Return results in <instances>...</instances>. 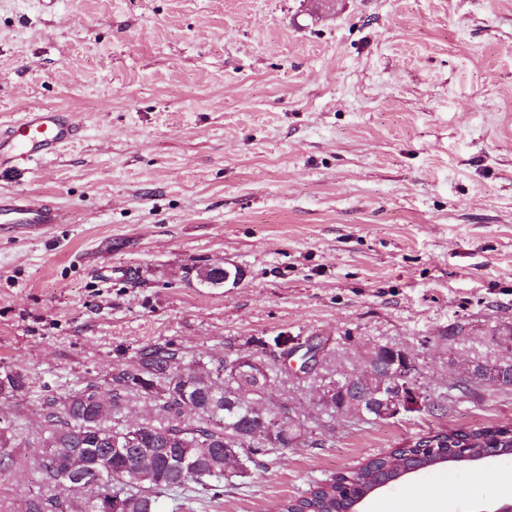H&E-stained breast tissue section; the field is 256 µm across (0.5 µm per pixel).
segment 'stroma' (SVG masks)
<instances>
[{
  "label": "stroma",
  "instance_id": "stroma-1",
  "mask_svg": "<svg viewBox=\"0 0 512 512\" xmlns=\"http://www.w3.org/2000/svg\"><path fill=\"white\" fill-rule=\"evenodd\" d=\"M71 113L75 142L0 193L62 221L0 228V512L44 483V397L106 389L146 347L277 368L306 439L180 512H268L438 429L512 425V0H0V123ZM240 267L206 289L197 267ZM318 347L308 371L279 341ZM376 346L439 407L360 423L317 395ZM512 458L437 468L366 512H474Z\"/></svg>",
  "mask_w": 512,
  "mask_h": 512
}]
</instances>
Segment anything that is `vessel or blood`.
Masks as SVG:
<instances>
[{"instance_id": "obj_1", "label": "vessel or blood", "mask_w": 512, "mask_h": 512, "mask_svg": "<svg viewBox=\"0 0 512 512\" xmlns=\"http://www.w3.org/2000/svg\"><path fill=\"white\" fill-rule=\"evenodd\" d=\"M79 128L69 113L52 109H31L12 125L0 126V162L12 169H28L53 157L73 142ZM55 205L31 193H0V225H20L38 230L59 223Z\"/></svg>"}]
</instances>
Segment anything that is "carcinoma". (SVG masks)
I'll list each match as a JSON object with an SVG mask.
<instances>
[{"label": "carcinoma", "instance_id": "carcinoma-1", "mask_svg": "<svg viewBox=\"0 0 512 512\" xmlns=\"http://www.w3.org/2000/svg\"><path fill=\"white\" fill-rule=\"evenodd\" d=\"M390 349L378 347L369 356L376 370L391 369ZM230 360L204 362L185 360L168 345L155 346L140 353V368L135 372L119 370L111 375L108 389L92 387L73 390L45 400L44 424L33 438L32 447L42 449L40 466L46 490L26 499V512H95L99 489L91 487L74 500L60 497L62 473L48 465L55 459L73 455L86 467H99L110 461L104 484L112 489V512H161L164 493H180L199 485L211 499L224 496V481L246 478L260 466L259 458L284 446H276L267 437L265 413L260 397L240 388L228 372ZM158 390L160 422L144 423L130 432L112 421L134 388ZM196 407L188 417L187 404ZM126 441L125 454H112V441ZM239 441L246 449L245 466L224 470V448ZM482 448L495 454L512 449V430L500 427L471 430H437L421 435L415 447L402 445L390 456L407 455V462L420 466L435 461V448ZM179 454L192 458L193 471L183 474L173 469L167 456ZM384 461L367 459L361 466L316 484L310 498L296 506L290 499L277 502L275 512H351L353 505L379 479L385 477Z\"/></svg>", "mask_w": 512, "mask_h": 512}]
</instances>
